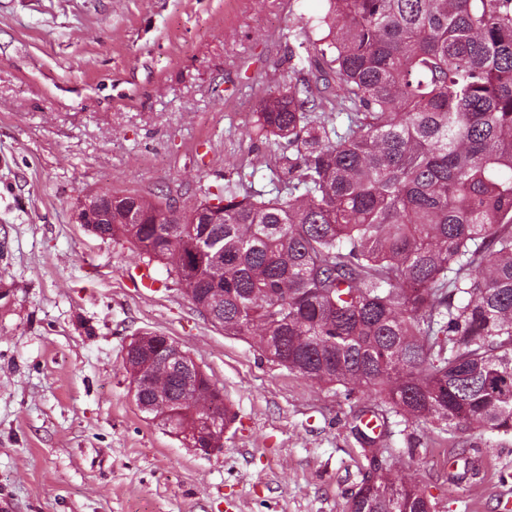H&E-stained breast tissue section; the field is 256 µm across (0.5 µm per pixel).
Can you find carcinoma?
Here are the masks:
<instances>
[{
  "instance_id": "1",
  "label": "carcinoma",
  "mask_w": 512,
  "mask_h": 512,
  "mask_svg": "<svg viewBox=\"0 0 512 512\" xmlns=\"http://www.w3.org/2000/svg\"><path fill=\"white\" fill-rule=\"evenodd\" d=\"M305 37L315 72L292 68L255 112L271 189L238 168L200 200L224 221L187 211L173 243L118 208L89 231L164 264L214 326L303 378L450 434L512 435V0H327ZM132 382L185 390L159 367ZM368 452L348 512H434Z\"/></svg>"
}]
</instances>
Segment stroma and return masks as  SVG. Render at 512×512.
Returning a JSON list of instances; mask_svg holds the SVG:
<instances>
[{"label": "stroma", "instance_id": "1", "mask_svg": "<svg viewBox=\"0 0 512 512\" xmlns=\"http://www.w3.org/2000/svg\"><path fill=\"white\" fill-rule=\"evenodd\" d=\"M325 0H0V501L10 512H345L373 399L225 335L161 264L77 220L89 192L189 208L253 159L263 90ZM170 337L235 418L199 454L137 407L132 336ZM383 445L435 512H512V437L399 423ZM477 449L484 478L465 479Z\"/></svg>", "mask_w": 512, "mask_h": 512}]
</instances>
